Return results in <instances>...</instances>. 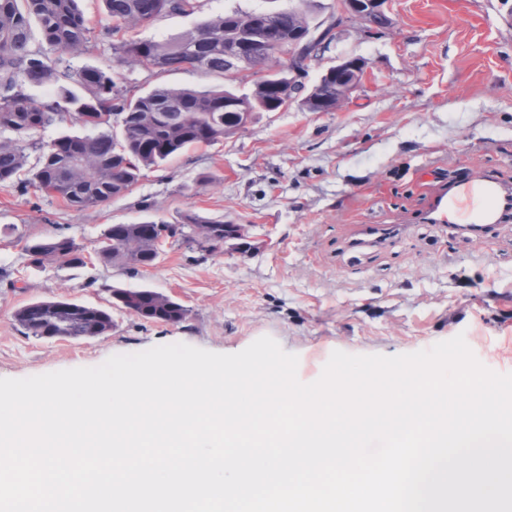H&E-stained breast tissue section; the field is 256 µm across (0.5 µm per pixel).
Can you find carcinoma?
I'll return each instance as SVG.
<instances>
[{
	"label": "carcinoma",
	"instance_id": "1",
	"mask_svg": "<svg viewBox=\"0 0 512 512\" xmlns=\"http://www.w3.org/2000/svg\"><path fill=\"white\" fill-rule=\"evenodd\" d=\"M79 0H0V186L20 197H50L84 210L128 193L143 177L181 154L224 139V128L237 125L239 112H275L288 99L285 79H267L249 96L236 98L237 108L224 111L233 93L222 87L188 89L157 87L131 93L121 77L98 68L74 71L70 59L84 53L90 28ZM107 23L97 39L107 42L122 63L143 69L178 71L187 68L224 75V29L243 25L236 13L217 15L171 39L134 40L122 34L166 14L190 15L197 0H102ZM40 28L35 38L32 22ZM59 51L50 58L44 46ZM84 94L73 92L68 83ZM54 84L56 96L36 102L25 85ZM75 120L85 133L62 135L47 142L35 134L56 123ZM37 153L30 176L18 178ZM183 224L199 236L222 232L224 220L189 214ZM167 222L111 224L97 248L99 259L130 270L156 265V240ZM25 250L31 264L84 263L83 249L61 232L30 241ZM137 316L178 324L188 310L171 297L149 288L118 289L113 302ZM25 333L36 337L104 336L112 331V313L60 299L29 303L15 314Z\"/></svg>",
	"mask_w": 512,
	"mask_h": 512
}]
</instances>
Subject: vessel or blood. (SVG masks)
Wrapping results in <instances>:
<instances>
[{
	"mask_svg": "<svg viewBox=\"0 0 512 512\" xmlns=\"http://www.w3.org/2000/svg\"><path fill=\"white\" fill-rule=\"evenodd\" d=\"M420 218L430 224H450L460 236L483 238L494 225L512 219V187L485 175L441 187ZM404 230L401 224H359L350 246L375 249Z\"/></svg>",
	"mask_w": 512,
	"mask_h": 512,
	"instance_id": "1",
	"label": "vessel or blood"
}]
</instances>
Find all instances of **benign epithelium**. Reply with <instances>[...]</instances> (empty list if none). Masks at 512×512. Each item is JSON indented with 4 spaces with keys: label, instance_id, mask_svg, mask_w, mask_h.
Instances as JSON below:
<instances>
[{
    "label": "benign epithelium",
    "instance_id": "1",
    "mask_svg": "<svg viewBox=\"0 0 512 512\" xmlns=\"http://www.w3.org/2000/svg\"><path fill=\"white\" fill-rule=\"evenodd\" d=\"M298 2L300 5L288 8V14L293 16L295 22L286 42L268 37V33L272 31L268 20L276 16V12H258L247 18L244 27L248 31H240L226 41L225 77L232 81L238 75L250 72L256 76V82L264 81L270 72L256 70V57L262 50H274L283 60V66L278 73L288 79V101L298 100L311 112H333L359 90L367 61L358 56H338L323 71L318 81L308 87L303 82L311 67L308 52L315 49L317 57L314 61H321L333 41L335 29L346 18L359 21L363 32L368 35L382 33L391 25L388 0H340V16L326 26L310 18L309 11L304 8L308 0ZM226 229L230 233L224 235L222 241L199 237L189 232L176 235V239L204 256L230 252L247 253L256 249V245L248 240L242 225L230 224Z\"/></svg>",
    "mask_w": 512,
    "mask_h": 512
}]
</instances>
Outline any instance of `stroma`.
Here are the masks:
<instances>
[{"label": "stroma", "mask_w": 512, "mask_h": 512, "mask_svg": "<svg viewBox=\"0 0 512 512\" xmlns=\"http://www.w3.org/2000/svg\"><path fill=\"white\" fill-rule=\"evenodd\" d=\"M292 3L200 0L196 13L167 14L136 33L170 38L235 9ZM389 8L385 33L367 38L345 21L325 54L368 62L361 89L336 111L293 103L258 113L236 135L187 150L145 171L127 195L83 211L0 187V378L173 343L232 354L269 336L297 355V376L310 383L336 350L393 356L459 334L487 368L512 373V221L475 241L416 220L441 183L488 175L512 184V0H389ZM72 65L120 74L138 93L222 82L122 65L97 41ZM192 213L243 225L256 250L200 259L169 245L156 265L135 271L96 256L108 225L179 224ZM357 224L409 230L353 258L344 245ZM59 231L82 247L85 264L32 265L26 242ZM116 288L155 290L188 316L176 325L143 320L113 308ZM59 298L111 310V332L25 334L16 311Z\"/></svg>", "instance_id": "obj_1"}]
</instances>
